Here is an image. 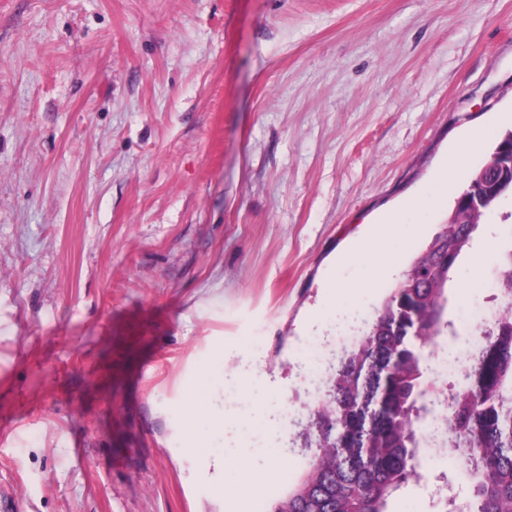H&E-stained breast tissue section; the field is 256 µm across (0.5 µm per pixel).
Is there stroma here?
<instances>
[{"instance_id": "obj_1", "label": "stroma", "mask_w": 512, "mask_h": 512, "mask_svg": "<svg viewBox=\"0 0 512 512\" xmlns=\"http://www.w3.org/2000/svg\"><path fill=\"white\" fill-rule=\"evenodd\" d=\"M512 130V0H0V490L15 512H266L305 470L303 370L332 373L336 261L396 212L424 225L375 310L468 183L427 200L472 129ZM512 197L448 282L463 344L477 252L493 276ZM222 373L201 381L202 366ZM237 387L188 432L199 384ZM297 421L252 423L258 399ZM224 452V484L200 459ZM248 457L238 474L235 459ZM388 512L463 502L432 458Z\"/></svg>"}]
</instances>
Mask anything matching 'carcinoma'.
I'll list each match as a JSON object with an SVG mask.
<instances>
[{
  "instance_id": "1",
  "label": "carcinoma",
  "mask_w": 512,
  "mask_h": 512,
  "mask_svg": "<svg viewBox=\"0 0 512 512\" xmlns=\"http://www.w3.org/2000/svg\"><path fill=\"white\" fill-rule=\"evenodd\" d=\"M475 170L466 190L494 192L497 172L480 185ZM480 224H444L390 288L373 321L337 362L331 388L310 412L302 433L308 467L268 512H387L388 499L419 482V423L428 400L426 347L448 333L447 287L459 256ZM499 277L512 296V249ZM444 439L471 486L467 512H512V306L448 394Z\"/></svg>"
}]
</instances>
